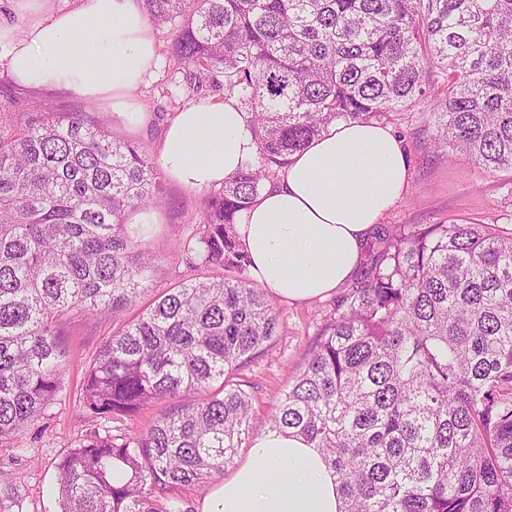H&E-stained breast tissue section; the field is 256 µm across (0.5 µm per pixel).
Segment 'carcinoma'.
Returning <instances> with one entry per match:
<instances>
[{"mask_svg":"<svg viewBox=\"0 0 512 512\" xmlns=\"http://www.w3.org/2000/svg\"><path fill=\"white\" fill-rule=\"evenodd\" d=\"M145 7L171 27L189 93L237 97L258 157L205 197L203 223L177 244L191 268L223 274L127 320L155 262L126 224L164 200L154 159L93 112L33 108L0 126V440L56 401L75 313L119 322L85 371L86 411L121 422L170 401L147 432L95 430L59 459L62 512H195L167 493L223 477L253 436L237 371L280 320L251 285L235 224L287 155L334 122L433 100L438 150L512 173V0ZM267 430L322 450L343 512H512V228L377 225Z\"/></svg>","mask_w":512,"mask_h":512,"instance_id":"carcinoma-1","label":"carcinoma"}]
</instances>
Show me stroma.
I'll return each mask as SVG.
<instances>
[{
  "mask_svg": "<svg viewBox=\"0 0 512 512\" xmlns=\"http://www.w3.org/2000/svg\"><path fill=\"white\" fill-rule=\"evenodd\" d=\"M158 48L156 77L132 93L136 109L147 112L148 121L131 126L104 104L99 116L107 118L115 137L132 140L155 154L163 131L175 112L190 104L185 71L169 53L170 27L152 30ZM0 59V119L23 116L34 104L48 112H79L89 103L65 90L37 93L10 81ZM431 104L419 103L404 112L390 114L385 125L401 137L410 164V184L403 199L384 218V224H449L476 222L503 224L512 214V175L488 176L468 158H448L437 152L425 127ZM166 204L156 210V222L148 237L158 256L149 290L139 300L148 305L166 290L176 287L189 273L176 249L204 220L203 196L163 180ZM333 297L307 301H276L280 330L271 345L243 363L239 374L250 382L253 408L258 421H265L279 395L302 372L317 334L333 307ZM110 316L76 315L65 325L64 344L68 361L61 368L64 389L48 408L45 432L30 428L19 439L0 442V512H61L55 491L58 460L91 430L95 419L79 408L86 364L103 341L111 336Z\"/></svg>",
  "mask_w": 512,
  "mask_h": 512,
  "instance_id": "obj_1",
  "label": "stroma"
}]
</instances>
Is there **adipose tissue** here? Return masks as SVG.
I'll use <instances>...</instances> for the list:
<instances>
[{
    "instance_id": "adipose-tissue-1",
    "label": "adipose tissue",
    "mask_w": 512,
    "mask_h": 512,
    "mask_svg": "<svg viewBox=\"0 0 512 512\" xmlns=\"http://www.w3.org/2000/svg\"><path fill=\"white\" fill-rule=\"evenodd\" d=\"M46 2L24 4L23 36L0 26L9 75L42 92L111 100L113 112L144 124L130 93L154 76L158 55L143 0H78L61 12ZM257 156L247 115L231 97L175 112L157 150L166 177L193 192L220 186ZM408 186L407 158L388 126L331 125L289 156L280 178L240 214L250 280L288 301L331 295L356 276L373 228ZM199 512H342V497L320 449L267 432Z\"/></svg>"
}]
</instances>
